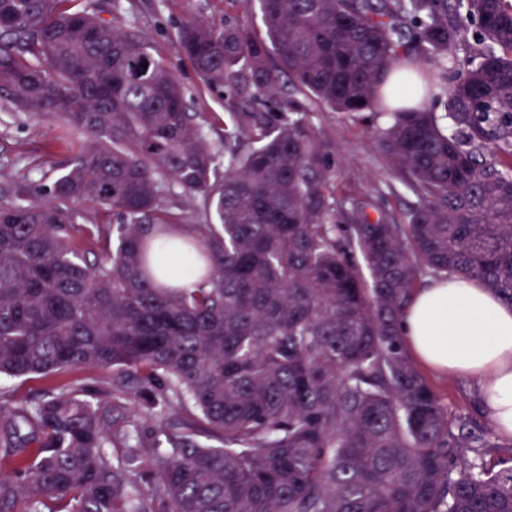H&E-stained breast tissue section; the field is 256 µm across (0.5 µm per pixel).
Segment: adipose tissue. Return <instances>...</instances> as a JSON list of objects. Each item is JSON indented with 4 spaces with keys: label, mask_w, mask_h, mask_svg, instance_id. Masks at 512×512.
<instances>
[{
    "label": "adipose tissue",
    "mask_w": 512,
    "mask_h": 512,
    "mask_svg": "<svg viewBox=\"0 0 512 512\" xmlns=\"http://www.w3.org/2000/svg\"><path fill=\"white\" fill-rule=\"evenodd\" d=\"M401 334L423 366L473 380L497 433L512 438V305L473 278L432 279L412 292Z\"/></svg>",
    "instance_id": "1"
}]
</instances>
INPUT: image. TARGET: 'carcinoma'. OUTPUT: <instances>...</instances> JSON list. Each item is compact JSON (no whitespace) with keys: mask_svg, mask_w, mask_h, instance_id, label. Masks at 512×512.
<instances>
[{"mask_svg":"<svg viewBox=\"0 0 512 512\" xmlns=\"http://www.w3.org/2000/svg\"><path fill=\"white\" fill-rule=\"evenodd\" d=\"M257 2L262 36L177 31L225 96L221 169L138 33L79 0H0V90L74 152L0 201V375L112 370L0 394V512H512V465L486 469L400 334L424 273L512 305V0ZM285 75L382 120L409 213L357 199L339 223L330 145ZM140 407L167 418L151 444L127 429Z\"/></svg>","mask_w":512,"mask_h":512,"instance_id":"1","label":"carcinoma"}]
</instances>
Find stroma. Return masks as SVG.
<instances>
[{"mask_svg":"<svg viewBox=\"0 0 512 512\" xmlns=\"http://www.w3.org/2000/svg\"><path fill=\"white\" fill-rule=\"evenodd\" d=\"M110 16L115 24L140 33L154 56L174 72L190 110L203 123L202 130L213 153L216 158H223L224 146L219 135L224 130V101L203 89L190 62L178 50L176 34L193 17L220 19L251 33L263 34L255 0H114ZM304 118L331 143L329 163L336 171L337 199H380L400 216L416 204V196L386 164L375 143L376 119L353 118L312 103L308 104ZM71 157L68 145L57 140L54 124L13 112L7 99L0 98V195L10 182L19 178L37 186L52 183ZM102 375L99 369L66 370L47 377L5 379L0 381V389L12 397L25 398L56 384H89ZM425 378L452 416L477 422L486 443V461L498 462L512 455V443L497 435L481 411L471 380L431 371L426 372Z\"/></svg>","mask_w":512,"mask_h":512,"instance_id":"stroma-1","label":"stroma"}]
</instances>
